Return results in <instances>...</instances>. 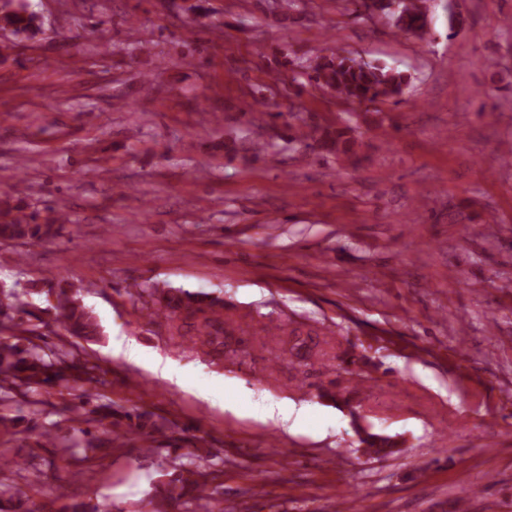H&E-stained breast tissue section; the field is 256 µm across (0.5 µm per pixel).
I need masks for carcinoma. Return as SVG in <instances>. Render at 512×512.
<instances>
[{
  "label": "carcinoma",
  "mask_w": 512,
  "mask_h": 512,
  "mask_svg": "<svg viewBox=\"0 0 512 512\" xmlns=\"http://www.w3.org/2000/svg\"><path fill=\"white\" fill-rule=\"evenodd\" d=\"M355 7V12L365 17H372L370 6H378L380 13L390 17L396 34L411 35L424 39L427 34L426 9L423 5L413 6L415 0H397V8L388 11L377 2L368 0H348ZM0 21L15 28L18 33L36 30V15L14 0H0ZM313 75L309 79L325 87L336 98L352 104L379 105L400 95L406 78L399 72L381 65L365 63L355 57L340 52L323 56L311 67ZM350 127H326L320 130V140L324 146L345 154L350 151L351 139L348 137ZM56 224L37 223L36 215L9 216L0 213V239L26 241L32 238L49 239L56 236ZM56 298L55 319L51 328L58 336L92 339L99 335V324L90 311L78 302L77 292L65 286L54 287ZM26 291L11 289L0 291V402H8L20 396L35 412H40L43 404L41 396L48 386L69 387V384L88 383L105 384V371L97 363L82 360L71 350L50 348L35 342L31 335L36 329L22 327L15 321V314L25 311ZM187 300L185 310L188 315L197 318V330L203 342L214 346H224V326L215 323L213 312L221 307L218 301H211L206 307H195V295L182 292L178 298L168 297L159 304L156 311L167 314L172 303ZM75 419L84 422H96L101 426L112 424V406L96 405L86 408V402L80 401L75 407ZM128 421L126 432L138 438L158 432L164 424L153 419V414L134 407L124 412ZM45 436L53 447L63 452V457L77 468L70 471L72 476L82 473L80 464L88 461L86 456H78L74 448L77 443L71 437L59 436L52 431H45ZM358 444L365 454L371 457H391L402 453L401 444L389 436L371 433L365 428H358ZM210 472L207 470H181L166 483L164 499L173 502L183 496L181 490L191 487L196 493L205 491ZM24 493L12 485L0 484V512H12L7 503L21 500Z\"/></svg>",
  "instance_id": "cac0c4a2"
}]
</instances>
